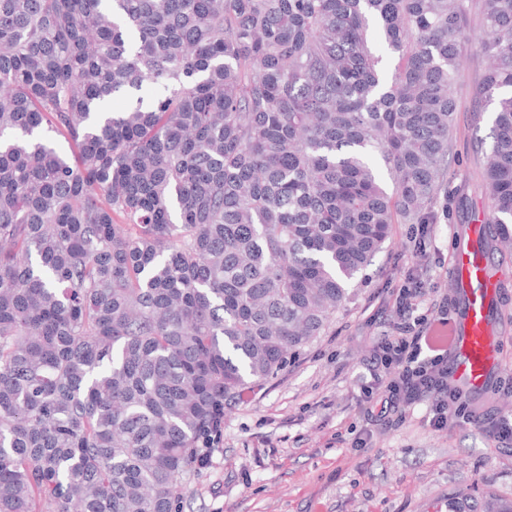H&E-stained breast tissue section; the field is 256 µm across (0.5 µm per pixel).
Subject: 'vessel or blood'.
I'll return each mask as SVG.
<instances>
[{"label": "vessel or blood", "mask_w": 512, "mask_h": 512, "mask_svg": "<svg viewBox=\"0 0 512 512\" xmlns=\"http://www.w3.org/2000/svg\"><path fill=\"white\" fill-rule=\"evenodd\" d=\"M460 289L462 317L450 333H439L438 344L453 356L452 380L468 394H479L500 366L496 341L488 324L498 287L471 250H460L454 260Z\"/></svg>", "instance_id": "obj_1"}]
</instances>
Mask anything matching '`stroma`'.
<instances>
[{
  "label": "stroma",
  "mask_w": 512,
  "mask_h": 512,
  "mask_svg": "<svg viewBox=\"0 0 512 512\" xmlns=\"http://www.w3.org/2000/svg\"><path fill=\"white\" fill-rule=\"evenodd\" d=\"M485 58L469 49L457 100L448 181L435 204L426 254L416 257L413 224L391 238L364 271L352 299L321 336L279 375L224 407L206 465L184 485L181 512H448L449 500L492 495L512 504V449L487 427L450 420L433 429L425 406L402 420L371 422L366 396H380L371 359L392 330L395 295L415 279L428 298L447 297L448 320L461 301L451 288L456 253L489 210L480 171L492 144L495 108L475 90ZM499 282L491 317L500 366L473 406L512 415V255L494 253Z\"/></svg>",
  "instance_id": "35a3bbf8"
}]
</instances>
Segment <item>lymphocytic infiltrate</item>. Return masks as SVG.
Returning <instances> with one entry per match:
<instances>
[{
  "instance_id": "obj_1",
  "label": "lymphocytic infiltrate",
  "mask_w": 512,
  "mask_h": 512,
  "mask_svg": "<svg viewBox=\"0 0 512 512\" xmlns=\"http://www.w3.org/2000/svg\"><path fill=\"white\" fill-rule=\"evenodd\" d=\"M427 305L426 316H417L420 305ZM395 319L391 336L375 347V361L382 370L383 395L369 400L365 412L376 420L404 417L407 409L429 403V423L447 428L452 407L461 395L448 383V350L434 343L426 330L432 322H446V300L426 301L417 283L402 286L394 302Z\"/></svg>"
}]
</instances>
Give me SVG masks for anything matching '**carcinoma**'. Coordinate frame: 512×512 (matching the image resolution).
<instances>
[{"mask_svg":"<svg viewBox=\"0 0 512 512\" xmlns=\"http://www.w3.org/2000/svg\"><path fill=\"white\" fill-rule=\"evenodd\" d=\"M472 2L0 0V512H177L224 402L433 223ZM483 4L511 243L512 0Z\"/></svg>","mask_w":512,"mask_h":512,"instance_id":"1","label":"carcinoma"}]
</instances>
